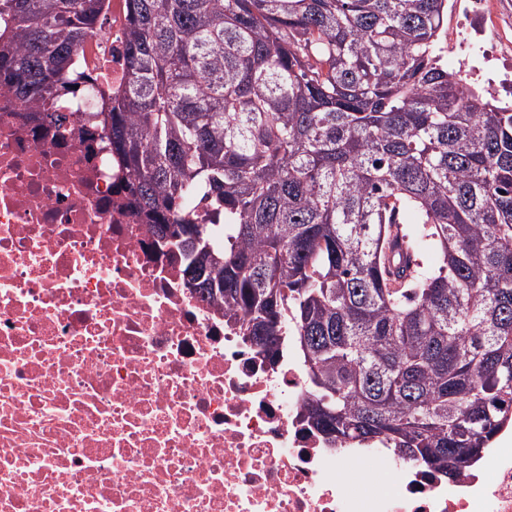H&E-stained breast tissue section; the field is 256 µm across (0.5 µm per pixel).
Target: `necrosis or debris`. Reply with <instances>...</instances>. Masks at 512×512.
Masks as SVG:
<instances>
[{
  "mask_svg": "<svg viewBox=\"0 0 512 512\" xmlns=\"http://www.w3.org/2000/svg\"><path fill=\"white\" fill-rule=\"evenodd\" d=\"M125 0L85 49L126 81ZM0 87V512H512V439L457 479L298 421L296 344L267 358L185 286L132 177Z\"/></svg>",
  "mask_w": 512,
  "mask_h": 512,
  "instance_id": "1",
  "label": "necrosis or debris"
}]
</instances>
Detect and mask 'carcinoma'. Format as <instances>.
I'll return each mask as SVG.
<instances>
[{
    "instance_id": "cac0c4a2",
    "label": "carcinoma",
    "mask_w": 512,
    "mask_h": 512,
    "mask_svg": "<svg viewBox=\"0 0 512 512\" xmlns=\"http://www.w3.org/2000/svg\"><path fill=\"white\" fill-rule=\"evenodd\" d=\"M126 3L127 84L93 126L134 207L193 229L183 273L266 356L291 323L299 421L460 475L512 406V107L441 64L446 0ZM107 12L0 0V86L62 138Z\"/></svg>"
}]
</instances>
